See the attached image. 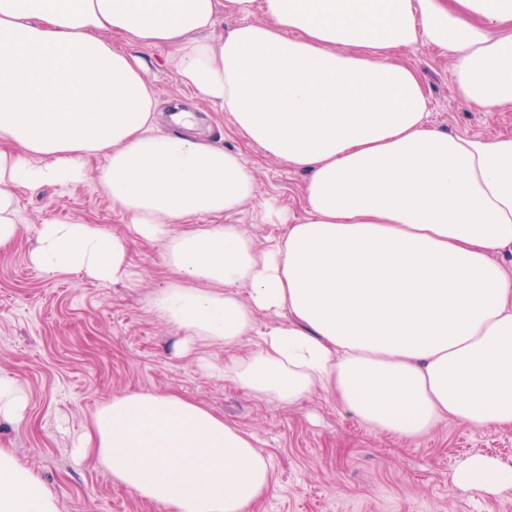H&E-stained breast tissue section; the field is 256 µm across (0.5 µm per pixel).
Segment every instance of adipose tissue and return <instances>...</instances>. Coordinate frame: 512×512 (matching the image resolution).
Listing matches in <instances>:
<instances>
[{"label": "adipose tissue", "instance_id": "1", "mask_svg": "<svg viewBox=\"0 0 512 512\" xmlns=\"http://www.w3.org/2000/svg\"><path fill=\"white\" fill-rule=\"evenodd\" d=\"M255 2L0 0V246L19 231L16 188L94 178L161 247L170 276L149 304L182 355L222 350L217 375L257 397L290 406L320 389L399 437L448 419L512 426V135L430 126L422 77L399 58L427 42L467 100L512 105V0H263L262 21ZM227 10L246 21L214 36ZM160 45L179 84L308 173L302 216L265 205L284 236L261 246L232 223L257 194L239 153L194 135L186 111L160 128L145 59ZM127 256L95 225L47 222L32 261L118 282ZM81 450L172 512H250L272 486L252 437L174 393L113 397ZM452 482L510 492L512 464L472 455ZM0 512H58L8 448Z\"/></svg>", "mask_w": 512, "mask_h": 512}]
</instances>
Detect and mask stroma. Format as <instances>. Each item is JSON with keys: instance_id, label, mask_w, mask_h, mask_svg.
Here are the masks:
<instances>
[{"instance_id": "obj_1", "label": "stroma", "mask_w": 512, "mask_h": 512, "mask_svg": "<svg viewBox=\"0 0 512 512\" xmlns=\"http://www.w3.org/2000/svg\"><path fill=\"white\" fill-rule=\"evenodd\" d=\"M167 53L150 52L155 65L148 79L159 98L195 105L197 131L240 153L256 177L257 196L233 223L261 245L284 235L287 225L265 222L264 204L272 199L301 212L305 173L250 144L227 113L198 106L164 66ZM403 59L424 79L430 125L460 135L512 133V107L489 111L466 101L446 53L421 42ZM16 196L19 233L0 247V376L24 387L27 408L21 423H0V446L38 474L59 512H157L76 452L100 406L139 391L182 395L254 437L273 483L252 512H512V493L488 495L452 482L456 465L471 455L512 464V427L470 429L449 419L428 435L405 439L358 421L320 390L291 407L257 398L176 355L180 332L148 302L168 278L161 250L132 237L94 180L20 187ZM80 220L127 239L125 281L46 274L32 264L42 224Z\"/></svg>"}]
</instances>
